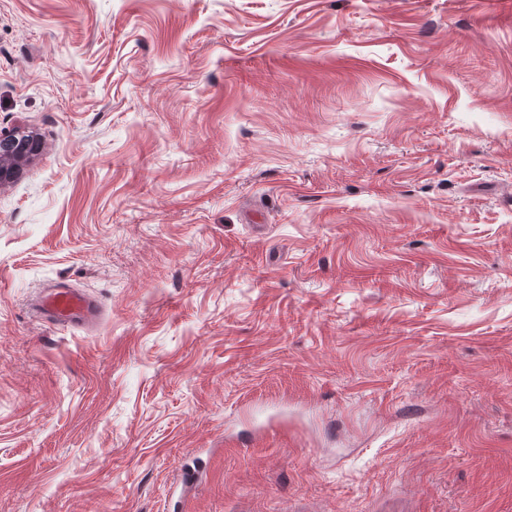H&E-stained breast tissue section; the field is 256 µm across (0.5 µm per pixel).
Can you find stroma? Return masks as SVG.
I'll list each match as a JSON object with an SVG mask.
<instances>
[{
    "label": "stroma",
    "instance_id": "obj_1",
    "mask_svg": "<svg viewBox=\"0 0 512 512\" xmlns=\"http://www.w3.org/2000/svg\"><path fill=\"white\" fill-rule=\"evenodd\" d=\"M16 132L0 512H512V0H0ZM100 312L101 305L97 300L65 283L57 284L48 295L39 296L31 304V315L36 320L77 328L96 322Z\"/></svg>",
    "mask_w": 512,
    "mask_h": 512
}]
</instances>
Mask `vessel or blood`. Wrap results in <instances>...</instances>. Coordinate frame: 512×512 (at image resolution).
Returning <instances> with one entry per match:
<instances>
[{"mask_svg": "<svg viewBox=\"0 0 512 512\" xmlns=\"http://www.w3.org/2000/svg\"><path fill=\"white\" fill-rule=\"evenodd\" d=\"M100 312L97 300L64 283L57 284L48 295L38 297L31 305L33 318L77 328L96 322Z\"/></svg>", "mask_w": 512, "mask_h": 512, "instance_id": "1", "label": "vessel or blood"}]
</instances>
